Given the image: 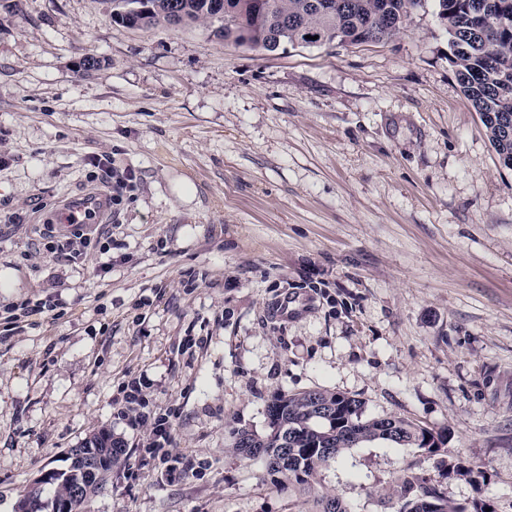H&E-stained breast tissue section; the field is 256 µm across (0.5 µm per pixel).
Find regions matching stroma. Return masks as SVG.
Instances as JSON below:
<instances>
[{"label": "stroma", "mask_w": 512, "mask_h": 512, "mask_svg": "<svg viewBox=\"0 0 512 512\" xmlns=\"http://www.w3.org/2000/svg\"><path fill=\"white\" fill-rule=\"evenodd\" d=\"M449 54L436 0L384 43L273 52L0 0V512L103 428L125 454L85 512H299L232 432L311 389L447 435L320 468L348 512H398L409 472L512 512V167ZM99 155L134 176L110 253L55 258L45 221L103 191ZM131 410L168 416L165 451Z\"/></svg>", "instance_id": "35a3bbf8"}]
</instances>
